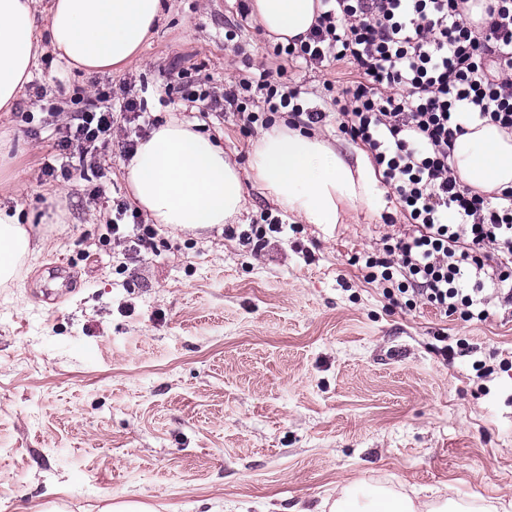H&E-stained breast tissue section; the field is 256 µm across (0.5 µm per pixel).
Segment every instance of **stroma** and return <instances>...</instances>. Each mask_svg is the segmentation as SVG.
<instances>
[{
	"label": "stroma",
	"mask_w": 512,
	"mask_h": 512,
	"mask_svg": "<svg viewBox=\"0 0 512 512\" xmlns=\"http://www.w3.org/2000/svg\"><path fill=\"white\" fill-rule=\"evenodd\" d=\"M164 3L138 65L85 76L44 56L0 119L11 139L0 176L30 172L20 203L59 217L41 227L39 258L0 285V512L50 502L99 512L112 499L269 512L314 507L352 484L417 501L512 500V311L463 322L388 305L353 258L404 223L393 192L379 214L325 227L249 185L236 235L161 226L141 259L113 242L106 226L127 198L123 87L148 100L142 131L198 124L244 170L253 135L232 115L199 111L184 85L219 96L269 70L326 108L355 78L345 63L321 72L276 54L241 0ZM100 92L116 109L100 178L43 177L50 106L74 110ZM267 216L293 229L257 251L243 234ZM442 331L474 353L444 360L432 348ZM478 360L497 364L492 379L477 378Z\"/></svg>",
	"instance_id": "35a3bbf8"
}]
</instances>
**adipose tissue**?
I'll use <instances>...</instances> for the list:
<instances>
[{"label":"adipose tissue","mask_w":512,"mask_h":512,"mask_svg":"<svg viewBox=\"0 0 512 512\" xmlns=\"http://www.w3.org/2000/svg\"><path fill=\"white\" fill-rule=\"evenodd\" d=\"M321 10L320 0H252L249 17L273 41L286 44L306 38ZM161 16V0H0V112L14 110L45 54H53L61 69L89 76L138 63ZM464 127L451 151L456 177L487 194L512 187V133L481 120ZM120 167L137 209L152 223L188 232L234 223L249 184L309 224H339L347 212L375 214L386 206L364 152L342 156L318 133L284 119L254 142L246 176L211 135L175 118L152 128ZM50 221L24 204L0 203L1 284L37 259L34 225ZM315 512L475 509L448 499L418 503L382 487L347 486L323 498Z\"/></svg>","instance_id":"adipose-tissue-1"}]
</instances>
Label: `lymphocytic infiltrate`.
Listing matches in <instances>:
<instances>
[{"label": "lymphocytic infiltrate", "instance_id": "f902f5d3", "mask_svg": "<svg viewBox=\"0 0 512 512\" xmlns=\"http://www.w3.org/2000/svg\"><path fill=\"white\" fill-rule=\"evenodd\" d=\"M465 0H322L307 41L276 46L317 68L349 64L357 74L333 104L339 129L369 149L406 218L384 251L362 256L365 278L390 304H423L442 316L485 321L492 302L512 306V189L498 199L463 185L450 163L463 119L512 131V0H487L485 26ZM264 91L269 111L290 109L305 128L327 114L303 106L297 89L260 78L224 89L225 111L245 127L242 92ZM114 115L98 106L69 112L58 126L60 154L97 168Z\"/></svg>", "mask_w": 512, "mask_h": 512}]
</instances>
